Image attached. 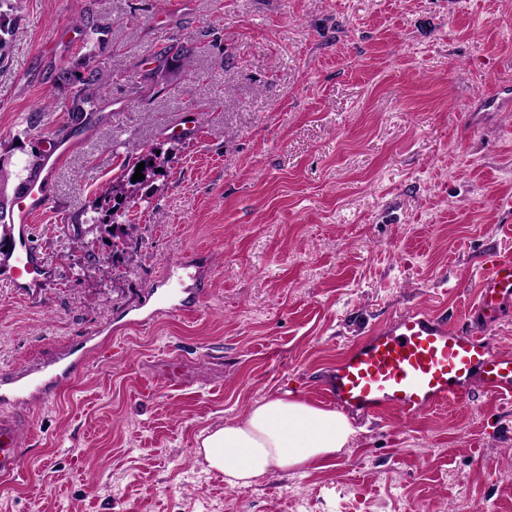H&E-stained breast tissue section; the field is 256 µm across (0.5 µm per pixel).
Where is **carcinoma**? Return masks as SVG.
<instances>
[{
  "label": "carcinoma",
  "instance_id": "cac0c4a2",
  "mask_svg": "<svg viewBox=\"0 0 512 512\" xmlns=\"http://www.w3.org/2000/svg\"><path fill=\"white\" fill-rule=\"evenodd\" d=\"M80 25L86 34L83 48L86 52L82 57L83 72L76 74L64 67L60 69L59 78L72 86L66 112L71 124L78 126L84 122L88 114L96 111L100 100L101 70L99 66L100 51L109 43V30L102 28L85 18L80 19ZM145 163L141 173L144 179L132 182V176L139 163ZM167 163L166 158L157 154L145 144L137 147V155L128 157L121 165V171L112 183L111 190L105 192V197L112 198V209L109 225L112 226V259L99 261L98 270L108 276L112 272L113 259L120 258L133 262L138 257L137 247L132 245L134 235L138 232L135 224H122L121 209L127 202H136L139 192L148 181L159 174V170Z\"/></svg>",
  "mask_w": 512,
  "mask_h": 512
}]
</instances>
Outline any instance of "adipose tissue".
Listing matches in <instances>:
<instances>
[{
  "label": "adipose tissue",
  "mask_w": 512,
  "mask_h": 512,
  "mask_svg": "<svg viewBox=\"0 0 512 512\" xmlns=\"http://www.w3.org/2000/svg\"><path fill=\"white\" fill-rule=\"evenodd\" d=\"M353 433L336 410L284 395L256 403L244 421L208 432L199 452L209 468L223 473L227 486L248 489L272 468L299 470L333 458Z\"/></svg>",
  "instance_id": "ef3b65f1"
}]
</instances>
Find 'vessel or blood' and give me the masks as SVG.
<instances>
[{
    "instance_id": "obj_1",
    "label": "vessel or blood",
    "mask_w": 512,
    "mask_h": 512,
    "mask_svg": "<svg viewBox=\"0 0 512 512\" xmlns=\"http://www.w3.org/2000/svg\"><path fill=\"white\" fill-rule=\"evenodd\" d=\"M72 139L55 135L43 153L47 170L69 154ZM51 198V180H32L19 195L13 221L0 229V282L16 294L40 297L54 269L32 242L30 229ZM155 311L193 313L186 289L168 285L154 293ZM475 316L490 324L512 315V256L497 257L478 274ZM86 343L68 348L38 375L0 374V479L22 472V438L29 428L19 406L57 396L66 380L81 370ZM512 399V353H490L471 329L449 328L448 320L422 310L394 317L382 329L349 347L324 375L319 390L336 409L365 420L393 413L410 421L439 406L470 399L473 389Z\"/></svg>"
}]
</instances>
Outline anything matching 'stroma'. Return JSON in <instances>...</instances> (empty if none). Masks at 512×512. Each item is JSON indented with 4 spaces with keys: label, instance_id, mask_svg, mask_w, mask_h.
Wrapping results in <instances>:
<instances>
[{
    "label": "stroma",
    "instance_id": "stroma-1",
    "mask_svg": "<svg viewBox=\"0 0 512 512\" xmlns=\"http://www.w3.org/2000/svg\"><path fill=\"white\" fill-rule=\"evenodd\" d=\"M0 194L69 129L80 18L110 27L93 129L75 130L32 241L54 265L36 301L0 282V373L112 332L32 424L0 512H512V401L474 392L411 421L356 429L324 465L229 488L202 432L323 372L396 314L457 323L475 274L512 255V0H0ZM193 51L183 69L167 50ZM212 107L199 133L167 127ZM168 163L145 200L133 266L100 279L108 230L84 221L126 155ZM89 252L65 256L71 239ZM197 312L151 315L167 267ZM177 377H170L171 366Z\"/></svg>",
    "mask_w": 512,
    "mask_h": 512
}]
</instances>
